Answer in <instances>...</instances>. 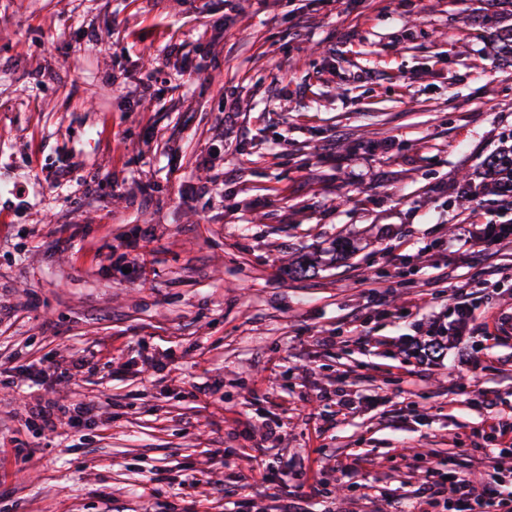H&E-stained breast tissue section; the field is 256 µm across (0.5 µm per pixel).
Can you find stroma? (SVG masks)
<instances>
[{
  "label": "stroma",
  "mask_w": 512,
  "mask_h": 512,
  "mask_svg": "<svg viewBox=\"0 0 512 512\" xmlns=\"http://www.w3.org/2000/svg\"><path fill=\"white\" fill-rule=\"evenodd\" d=\"M511 29L512 0H0V512H388L440 461L512 471L472 432L512 425V339L406 359L484 266L457 238L506 187ZM76 349L74 384L12 372ZM317 462L326 496L288 485ZM33 414L39 419L41 429L49 434H58L59 430L75 429L84 420L103 414L101 407L92 402L81 403L73 411L53 409L49 406L36 407Z\"/></svg>",
  "instance_id": "35a3bbf8"
}]
</instances>
